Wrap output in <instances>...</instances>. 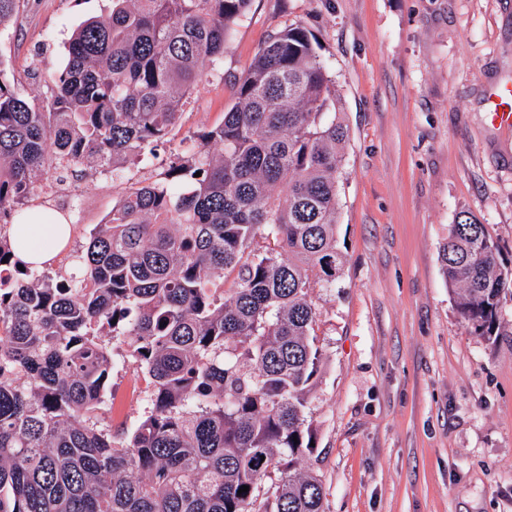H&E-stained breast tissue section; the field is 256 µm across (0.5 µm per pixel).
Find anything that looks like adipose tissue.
I'll list each match as a JSON object with an SVG mask.
<instances>
[{
	"label": "adipose tissue",
	"mask_w": 512,
	"mask_h": 512,
	"mask_svg": "<svg viewBox=\"0 0 512 512\" xmlns=\"http://www.w3.org/2000/svg\"><path fill=\"white\" fill-rule=\"evenodd\" d=\"M70 235V225L45 221L41 212H32L27 223L15 227V237L19 242L16 257L20 262L36 265L53 261Z\"/></svg>",
	"instance_id": "1"
}]
</instances>
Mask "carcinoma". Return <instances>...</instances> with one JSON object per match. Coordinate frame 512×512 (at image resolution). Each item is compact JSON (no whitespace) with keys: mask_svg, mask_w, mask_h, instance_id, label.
Instances as JSON below:
<instances>
[{"mask_svg":"<svg viewBox=\"0 0 512 512\" xmlns=\"http://www.w3.org/2000/svg\"><path fill=\"white\" fill-rule=\"evenodd\" d=\"M249 4L112 0L73 33L45 107L0 67V512H324L301 466L323 359L310 297L343 266L348 128L305 28L271 35L222 123L127 188L73 256L79 280L20 267L7 229L50 172L155 156ZM440 260L468 332L496 341L512 268L487 225L460 211ZM104 336L151 379L131 432L103 424Z\"/></svg>","mask_w":512,"mask_h":512,"instance_id":"1","label":"carcinoma"}]
</instances>
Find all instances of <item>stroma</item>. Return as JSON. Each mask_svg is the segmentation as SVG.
<instances>
[{
	"instance_id": "stroma-1",
	"label": "stroma",
	"mask_w": 512,
	"mask_h": 512,
	"mask_svg": "<svg viewBox=\"0 0 512 512\" xmlns=\"http://www.w3.org/2000/svg\"><path fill=\"white\" fill-rule=\"evenodd\" d=\"M111 0H20L0 29V61L32 103L49 99L72 33ZM309 31L340 90L349 129L339 183L335 287L315 289L324 358L312 394L326 512H512V291L502 334H470L440 250L468 209L512 266V132L485 115L512 83V0H251L224 55L193 89L148 164L83 176L35 203L73 226L52 268L72 257L133 182L156 179L182 139L220 123L258 48L288 26ZM112 349L109 422L133 429L144 375Z\"/></svg>"
}]
</instances>
